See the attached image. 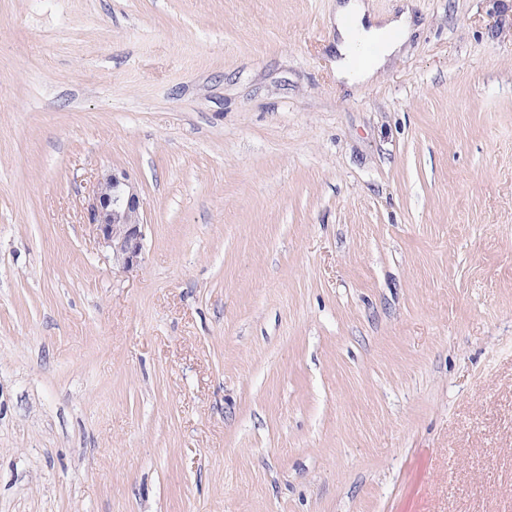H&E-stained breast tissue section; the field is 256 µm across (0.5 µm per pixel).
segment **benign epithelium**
<instances>
[{
	"label": "benign epithelium",
	"mask_w": 512,
	"mask_h": 512,
	"mask_svg": "<svg viewBox=\"0 0 512 512\" xmlns=\"http://www.w3.org/2000/svg\"><path fill=\"white\" fill-rule=\"evenodd\" d=\"M143 201L130 176L112 171L98 181L88 205L89 223L112 263L125 271L140 266L145 238Z\"/></svg>",
	"instance_id": "1"
}]
</instances>
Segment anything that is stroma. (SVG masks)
<instances>
[{"instance_id":"obj_1","label":"stroma","mask_w":512,"mask_h":512,"mask_svg":"<svg viewBox=\"0 0 512 512\" xmlns=\"http://www.w3.org/2000/svg\"><path fill=\"white\" fill-rule=\"evenodd\" d=\"M335 3L0 0V512H512V0ZM336 79L349 87L370 83L384 70L409 38L413 16L407 7L397 15H375L365 0H336ZM379 46L378 52L363 66L352 64L351 46L355 41ZM143 201L130 176L112 171L98 181L88 205L89 223L112 254V264L133 271L142 262L145 238Z\"/></svg>"}]
</instances>
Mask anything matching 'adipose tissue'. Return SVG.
Instances as JSON below:
<instances>
[{
    "instance_id": "1",
    "label": "adipose tissue",
    "mask_w": 512,
    "mask_h": 512,
    "mask_svg": "<svg viewBox=\"0 0 512 512\" xmlns=\"http://www.w3.org/2000/svg\"><path fill=\"white\" fill-rule=\"evenodd\" d=\"M336 29V78L347 86L375 80L389 60L409 38L413 16L411 10L382 17L375 15L368 0H338L334 15ZM378 45V52L363 66L352 63L354 41Z\"/></svg>"
}]
</instances>
